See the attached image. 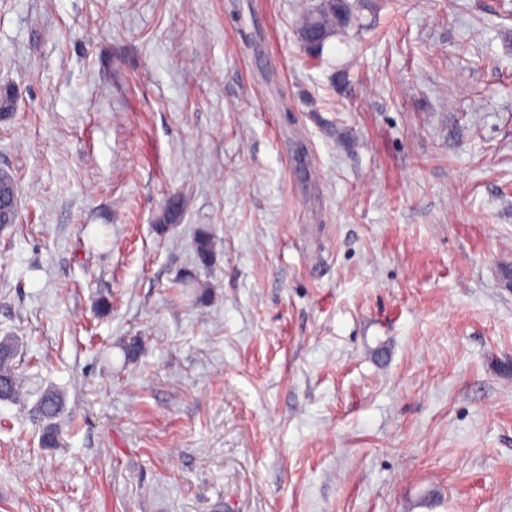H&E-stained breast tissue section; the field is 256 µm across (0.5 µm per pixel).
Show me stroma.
<instances>
[{
    "mask_svg": "<svg viewBox=\"0 0 512 512\" xmlns=\"http://www.w3.org/2000/svg\"><path fill=\"white\" fill-rule=\"evenodd\" d=\"M298 2L0 0V512H512V0ZM298 20L297 33H303L311 28H316L321 33L320 40L315 36H306V42L319 40L316 48L310 47L301 41L305 51L312 57H319L327 41L344 33L351 26V21L358 19L357 12L365 6V0H313L305 1ZM342 17L344 18L342 20ZM17 214V186L12 174L0 171V226L13 224ZM16 354V339L3 336L0 339V401L12 402L20 398L22 384L15 365ZM64 395L55 387L49 386L41 390L37 400L38 416L43 421L42 443L53 445L57 440V426L54 422L63 413Z\"/></svg>",
    "mask_w": 512,
    "mask_h": 512,
    "instance_id": "obj_1",
    "label": "stroma"
}]
</instances>
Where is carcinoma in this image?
Here are the masks:
<instances>
[{"mask_svg": "<svg viewBox=\"0 0 512 512\" xmlns=\"http://www.w3.org/2000/svg\"><path fill=\"white\" fill-rule=\"evenodd\" d=\"M365 6V0H308L302 5L297 32L311 28L320 31L321 38L317 47L303 44L307 53L313 57L322 54L327 41L344 32L353 20L358 19V11ZM17 214V186L12 174L0 171V226L12 224ZM196 253L200 265L206 267L212 258L210 233L200 228L196 233ZM186 296L194 303L203 304L206 292L201 289L197 278L189 276L179 282ZM16 339L12 336L0 338V401H16L22 391L21 377L17 372L15 357ZM64 395L58 389L49 386L41 390L37 400L38 416L43 421L42 443L53 445L57 440L55 419L63 413Z\"/></svg>", "mask_w": 512, "mask_h": 512, "instance_id": "cac0c4a2", "label": "carcinoma"}]
</instances>
